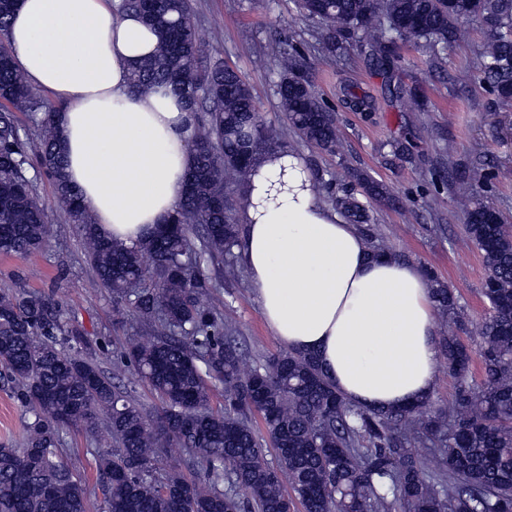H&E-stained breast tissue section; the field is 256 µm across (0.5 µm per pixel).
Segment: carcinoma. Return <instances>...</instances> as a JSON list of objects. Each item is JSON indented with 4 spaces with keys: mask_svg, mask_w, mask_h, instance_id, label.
Returning a JSON list of instances; mask_svg holds the SVG:
<instances>
[{
    "mask_svg": "<svg viewBox=\"0 0 512 512\" xmlns=\"http://www.w3.org/2000/svg\"><path fill=\"white\" fill-rule=\"evenodd\" d=\"M18 0H0V254L48 246L53 228L28 171L49 178L59 209L77 229L99 284L140 328L123 345L116 370L133 367L160 407L148 415L131 393L82 357L89 345L76 320L38 291L0 293V371L28 414L20 448L0 445V512H86L88 485L73 471L63 434L95 443L102 512H512V225L491 206L464 200L467 234L481 254L489 305L479 326L483 378L457 336L458 297L431 279L442 321L454 404L431 399L368 411L348 402L309 353L286 350L253 364L222 311L200 302L213 281L237 276L238 213L264 155L289 145L265 123L237 69L201 43L191 0H122L159 36L157 52L131 74L133 88L170 87L193 114L191 186L167 230L128 246L102 234L82 209L58 148V110L16 69L7 42ZM318 24L316 40L334 54L356 39L380 51L425 40L434 53L463 37L474 17L484 34L481 80L512 107V0H294ZM275 95L301 141L338 152L336 116L288 42L274 43ZM352 106L370 97L349 86ZM33 137L22 139L16 113ZM363 197L390 203L384 184L356 174ZM354 224L369 222L353 193L335 200ZM224 380V411L209 409L208 379ZM260 416L275 460L253 425ZM186 449L200 480L155 460L168 445ZM434 468L421 464V454Z\"/></svg>",
    "mask_w": 512,
    "mask_h": 512,
    "instance_id": "cac0c4a2",
    "label": "carcinoma"
}]
</instances>
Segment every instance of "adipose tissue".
Segmentation results:
<instances>
[{
	"label": "adipose tissue",
	"instance_id": "obj_1",
	"mask_svg": "<svg viewBox=\"0 0 512 512\" xmlns=\"http://www.w3.org/2000/svg\"><path fill=\"white\" fill-rule=\"evenodd\" d=\"M119 0H19L9 45L29 84L64 109L67 174L113 240L132 245L181 203L191 161L181 98L133 91L156 34ZM239 251L266 325L287 349L315 353L365 410L431 397L440 350L424 270L373 250L323 202L301 155L267 154L250 180Z\"/></svg>",
	"mask_w": 512,
	"mask_h": 512
}]
</instances>
